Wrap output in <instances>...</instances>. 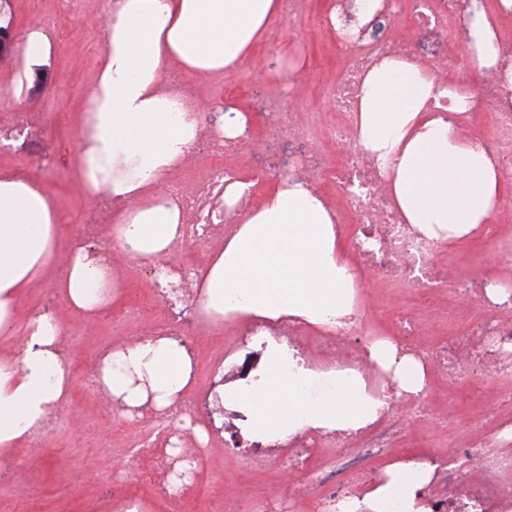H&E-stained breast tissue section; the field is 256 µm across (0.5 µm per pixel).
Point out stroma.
<instances>
[{
  "label": "stroma",
  "instance_id": "35a3bbf8",
  "mask_svg": "<svg viewBox=\"0 0 512 512\" xmlns=\"http://www.w3.org/2000/svg\"><path fill=\"white\" fill-rule=\"evenodd\" d=\"M104 3L12 0L15 33H22L29 22L36 21L50 28L57 39L44 74L22 99H14L3 90L12 78L14 61L10 53H0V120L6 122L12 115L25 112L36 122L28 138L0 151V172L40 182L56 195L64 216L54 263L22 296L15 334L7 340L0 338V352L19 348L29 315L37 311L48 312L60 321L71 348L66 357L69 402L56 413L53 435L32 438L14 449L10 458L14 475L0 482V512H17L27 500L35 502L38 512H123L132 501L144 512H224L225 505L233 502L249 506L280 500L290 501L292 512H312L317 486L297 492L287 469L274 458L256 466L255 442L243 433L244 415L220 402L214 405L215 423L209 426V441L198 457L197 495L163 501L156 491L136 483L135 474L153 463L152 458L139 454L140 445L152 440L157 446H165L166 433L146 417L119 423L107 395L85 387L83 363L99 347L130 342L149 330V322L127 318L130 297L139 298L151 319L159 318L163 311L162 299L149 278V262L128 258L115 247L110 250L117 293L112 304L86 319L72 313L57 290L58 279L73 252L74 226L93 219L105 225L111 222L110 215L101 213L98 199L87 197L82 190L74 152L78 123L102 58ZM329 5L330 0H305L301 15L275 22L270 35L256 45L237 72L209 78L188 72L180 75L211 130H221L229 109L246 114L250 135L239 152L225 154L224 163L238 169L243 179L254 182L251 203H260L295 168L322 170L338 153L336 146L321 135L310 141L274 133L289 117L301 124L336 118L329 93L345 59L334 34L321 23ZM366 38L372 43L409 40L415 59L465 77L471 87H479L482 82L473 74L462 42L438 31L416 30L408 11L377 18ZM292 62L298 65L293 72L288 69ZM274 96L282 101L281 110L276 112L268 108ZM436 257L458 273L478 272L512 283V258H504L483 240L439 251ZM358 274L365 312H372L380 304L386 306L389 316L378 319L377 326L381 332H389L392 316L411 304L410 293L383 286L371 270L362 268ZM240 331V325L227 324L203 336H185L186 346L195 354L196 386L189 392V399L214 394L223 384L219 369L225 364L257 368L263 350L246 343ZM510 391L512 379L506 378L471 380L456 387L429 379L423 400L441 422L420 427L404 424L396 445L416 455L434 456L446 454L466 440L482 439L486 427L473 422L477 404L498 400ZM393 461L390 454L365 457L353 449L340 460L318 455L312 468L321 473H340L363 466L381 480Z\"/></svg>",
  "mask_w": 512,
  "mask_h": 512
}]
</instances>
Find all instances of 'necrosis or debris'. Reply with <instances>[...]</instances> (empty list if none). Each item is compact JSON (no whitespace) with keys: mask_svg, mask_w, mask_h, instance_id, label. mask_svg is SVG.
I'll list each match as a JSON object with an SVG mask.
<instances>
[{"mask_svg":"<svg viewBox=\"0 0 512 512\" xmlns=\"http://www.w3.org/2000/svg\"><path fill=\"white\" fill-rule=\"evenodd\" d=\"M409 2L419 27L444 32L454 22L460 0ZM336 42L347 63L330 93L336 120L328 129V137L343 146L344 152L336 163L311 174L309 185L327 180L344 192L345 209L353 218L355 256L362 265L374 269L382 282L422 296L447 286L468 296L485 297L489 278H468L433 263L432 257L440 250V243L403 222L388 192L386 174L367 156L359 141L357 104L363 76L377 58L410 56L409 44L391 40L371 47L352 28L339 29ZM504 95V88L489 78L484 80L478 99L497 106L496 134L485 142L484 148L493 162L501 163L505 179L511 180L512 156L504 157L502 150L504 144H512V104L499 106L498 101ZM231 181V174L218 165L192 180L190 185L165 193V203L177 205L182 215L176 249L206 242L221 234L225 225L233 223L234 212L224 206V188ZM165 272L166 280L157 281L156 287L168 301L170 312L150 333L179 336L189 326L187 311L197 306L193 292L195 270L179 261L166 265ZM244 333L296 344L303 360L359 374L379 396H388L394 389L388 373L368 358V347L378 335L372 319L365 317L363 311H356L342 326L323 333L321 345L315 348L297 345L296 332L277 323L256 322L247 326ZM426 358L427 373L452 384L481 372L512 378V297L501 304L488 303L483 318L448 338L435 341L427 348ZM479 419L494 429L488 445L449 450L453 462L444 477L447 489L431 503L432 512H512V456L501 452L502 447L512 443L502 436L505 429L512 427V421L492 407L483 409ZM399 425L398 419L385 415L379 428L356 438L349 434H302L289 442L284 462L290 473L302 478L308 475L307 465L320 449H335L341 457L354 447L370 453L389 448L393 445L391 435ZM367 478L364 469L348 470L340 482L327 477V489L316 497L313 512H352L353 502L359 498Z\"/></svg>","mask_w":512,"mask_h":512,"instance_id":"necrosis-or-debris-1","label":"necrosis or debris"}]
</instances>
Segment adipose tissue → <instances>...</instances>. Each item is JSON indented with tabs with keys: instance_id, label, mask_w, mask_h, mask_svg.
I'll use <instances>...</instances> for the list:
<instances>
[{
	"instance_id": "ef3b65f1",
	"label": "adipose tissue",
	"mask_w": 512,
	"mask_h": 512,
	"mask_svg": "<svg viewBox=\"0 0 512 512\" xmlns=\"http://www.w3.org/2000/svg\"><path fill=\"white\" fill-rule=\"evenodd\" d=\"M512 0L491 11L463 14L472 38L474 71L512 89V67L498 65L496 19ZM282 14V0H111L104 52L77 143L79 179L91 196L119 202L113 239L130 257L161 261L173 247L178 207L159 204L160 186L196 141L199 112L192 101L165 95L167 68L201 75L239 70L253 45ZM54 39L38 23L14 44L13 97L48 65ZM447 99V116L431 101ZM477 108L459 78L439 79L415 60L381 58L366 73L358 100L363 148L379 163L405 223L430 239L456 242L481 233L498 214L505 182L484 149L456 118ZM60 209L46 188L22 176L0 177V335L12 333L18 300L54 259ZM76 310L91 315L111 302L112 268L79 250L58 282ZM360 283L340 255L336 213L303 180L283 178L266 201L245 211L222 250L195 276L207 323L244 318L327 330L354 312ZM55 318H32L18 355L0 357V455L10 454L54 415L68 391V370ZM368 357L390 373L397 394L427 385L424 363L394 343L370 345ZM257 380L225 387L224 402L248 415L259 441L305 432L357 431L375 422L388 403L360 376L297 363L283 344L269 343ZM194 383L189 352L166 336L114 346L100 385L121 414L179 405ZM433 466L396 462L367 493L366 512H428L420 497Z\"/></svg>"
}]
</instances>
